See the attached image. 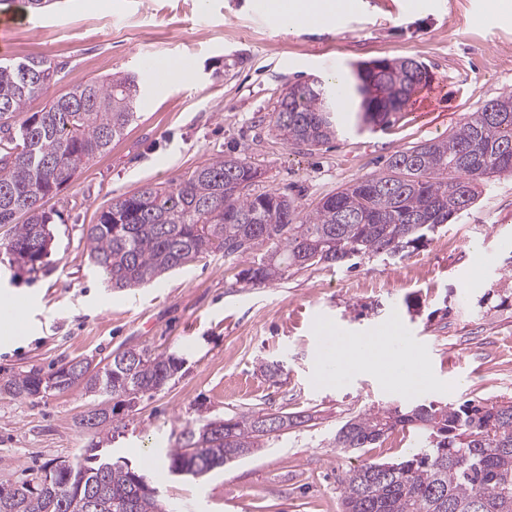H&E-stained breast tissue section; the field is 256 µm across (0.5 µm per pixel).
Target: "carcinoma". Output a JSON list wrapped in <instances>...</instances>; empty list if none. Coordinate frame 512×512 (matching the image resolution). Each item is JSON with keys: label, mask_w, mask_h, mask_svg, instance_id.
Here are the masks:
<instances>
[{"label": "carcinoma", "mask_w": 512, "mask_h": 512, "mask_svg": "<svg viewBox=\"0 0 512 512\" xmlns=\"http://www.w3.org/2000/svg\"><path fill=\"white\" fill-rule=\"evenodd\" d=\"M61 69L46 59H0V224L12 225L4 243L10 264L36 273L48 254L51 215L44 200L104 152L136 116L137 77L114 74L48 96ZM428 78L411 59L354 68L340 85L316 81L288 89L275 128L292 145H323L336 138V110L348 109L359 126L396 120ZM45 97L39 112L31 100ZM512 172V92L471 112L448 138L392 154L386 170L323 197L298 217L287 195L251 192L261 172L247 159L218 157L164 186L146 184L112 200L86 234L89 257L113 289L132 288L211 253L239 260L269 249L240 272L264 285L291 268L342 266L354 259L394 258L418 249L430 235L475 206L491 173ZM22 223H17L18 219ZM129 351L104 366L67 362L71 378L57 393L81 383L95 397L129 404L159 388L184 359ZM42 371L32 368L0 383L15 398L33 395ZM81 425L95 433L114 421V408L94 409ZM302 415L244 414L186 425L164 457L167 471L199 476L260 447V441ZM411 429L420 446L396 462L363 464L341 478L345 512H512V401L381 407L347 420L336 448H369L396 429ZM143 469L112 455L76 457L70 468L43 475L31 486H9L0 512H168L156 495L138 492ZM82 486L81 506L73 505Z\"/></svg>", "instance_id": "obj_1"}]
</instances>
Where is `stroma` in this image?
<instances>
[{"label":"stroma","mask_w":512,"mask_h":512,"mask_svg":"<svg viewBox=\"0 0 512 512\" xmlns=\"http://www.w3.org/2000/svg\"><path fill=\"white\" fill-rule=\"evenodd\" d=\"M328 28L276 32L253 0H60L25 13L10 32L15 59L62 68L58 95L116 72L140 81L137 115L109 149L45 205L54 240L41 270L11 266L0 247V299H20L21 334L0 323V377L125 348L183 357L161 389L117 406L111 428L83 431L93 407L82 386L15 398L0 393V484L37 480L85 449L140 463L163 458L186 424L262 411L301 413L263 448L199 478L147 480L174 512H343L339 480L367 462L401 458L414 437L396 431L369 448L340 449L337 429L392 404L512 399V173L492 174L476 205L400 258L356 268L289 270L242 282L246 261L207 255L158 281L110 289L92 266L86 230L112 199L185 178L222 155L262 171L255 192L277 190L308 214L327 194L382 172L399 149L444 139L469 113L512 91V12L491 0H358ZM189 58L191 77L158 85L153 59ZM411 58L429 80L391 126L357 130L338 115L335 139L293 146L275 113L291 86L355 64ZM423 357L432 390L404 397L362 376H316L326 332L371 336L390 323ZM279 362L276 378L259 369Z\"/></svg>","instance_id":"35a3bbf8"}]
</instances>
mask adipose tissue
<instances>
[{"mask_svg":"<svg viewBox=\"0 0 512 512\" xmlns=\"http://www.w3.org/2000/svg\"><path fill=\"white\" fill-rule=\"evenodd\" d=\"M352 0H264L270 17L290 27H322L352 10ZM393 329L369 337L342 336L325 349L323 360L335 361L337 370H322L321 383L332 384L341 378L368 375L386 389L413 396L432 388L427 371L413 368L410 347L395 348L391 344Z\"/></svg>","mask_w":512,"mask_h":512,"instance_id":"ef3b65f1","label":"adipose tissue"}]
</instances>
